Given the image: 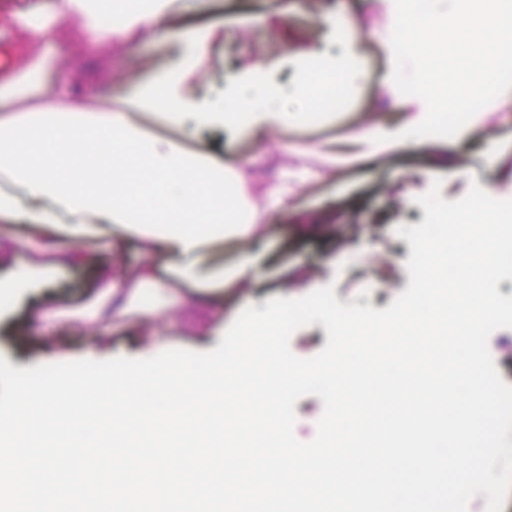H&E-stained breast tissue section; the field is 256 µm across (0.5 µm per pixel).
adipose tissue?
<instances>
[{
	"label": "adipose tissue",
	"instance_id": "adipose-tissue-1",
	"mask_svg": "<svg viewBox=\"0 0 512 512\" xmlns=\"http://www.w3.org/2000/svg\"><path fill=\"white\" fill-rule=\"evenodd\" d=\"M126 5L131 18L127 27L105 29L90 21L87 35L109 43L154 40L165 34L159 7L144 9L135 0H126ZM47 65L46 56L35 53L22 76L0 81V175H8L11 181L10 188L0 187V222L21 219L30 230L29 258L15 264L13 283H25L35 270L67 260V252L55 244V237L92 241L110 249L136 237L145 252H165L171 259L169 270L158 272L146 262L114 275L98 267L102 285L87 305L96 319L109 323L134 314L152 315L153 307L138 304L148 290L161 303L182 297L207 307L217 292L242 287L255 272L251 259L227 270L197 271L207 243L201 229L218 226L234 235L263 224L267 212L288 208L291 188L287 178L266 183L264 207H244L225 201L224 182L217 176L220 164L187 157L172 143L153 141L147 131L122 117H113L98 151L88 146L86 125L6 119V112L23 102L55 96V88L42 78ZM184 65V59L178 58L152 72L128 93L127 109L149 113L170 126L214 120L235 124L244 113L256 129L274 120V112L245 99L221 107L179 97L175 86ZM116 154L123 157V165L104 171L103 161ZM131 209L140 212L141 223H127Z\"/></svg>",
	"mask_w": 512,
	"mask_h": 512
}]
</instances>
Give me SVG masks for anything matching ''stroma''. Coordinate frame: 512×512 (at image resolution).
Wrapping results in <instances>:
<instances>
[{
  "label": "stroma",
  "mask_w": 512,
  "mask_h": 512,
  "mask_svg": "<svg viewBox=\"0 0 512 512\" xmlns=\"http://www.w3.org/2000/svg\"><path fill=\"white\" fill-rule=\"evenodd\" d=\"M56 4L0 0V42L13 53L10 76L21 75L30 56L25 40L2 16L30 11L68 32L45 74L57 98L32 103V111L52 112L60 120L74 104L90 112H123L121 100L131 83L182 54L185 33L205 31L209 38L201 57L181 81L183 94L210 101L234 97L245 87L283 88L290 93L281 107L283 123L252 132L212 122L191 126L184 136L135 112H124L128 123L158 140H180L187 152L225 166L248 163L270 180L289 169L297 153H309L316 168L323 158H335V170L321 180L296 184L292 206L270 212L262 233L212 237L202 269L234 267L246 254L257 267L246 288L216 304L225 324L234 322L241 303L261 309L272 298H301L328 285L340 303L386 309L410 282L411 247L394 228L424 221L416 199L433 182H440L447 201L464 197L475 183L494 198L512 199V110L496 103L479 110L456 138L442 140L453 162L449 169L432 166L428 140L399 141L379 154L363 139L366 131L399 132L426 111L421 98H396L386 82L392 65L386 28L394 0H169L164 38L109 45L88 40L79 17H57ZM341 18L362 27V34L343 38ZM318 73L325 82L315 81L312 95L301 94L302 77ZM96 286L91 267L76 262L16 289L0 302V357L24 369L139 358L152 346L203 352L221 342L188 303L161 305L152 317L114 327L76 318L36 336L22 334L33 310L81 306Z\"/></svg>",
  "instance_id": "1"
}]
</instances>
